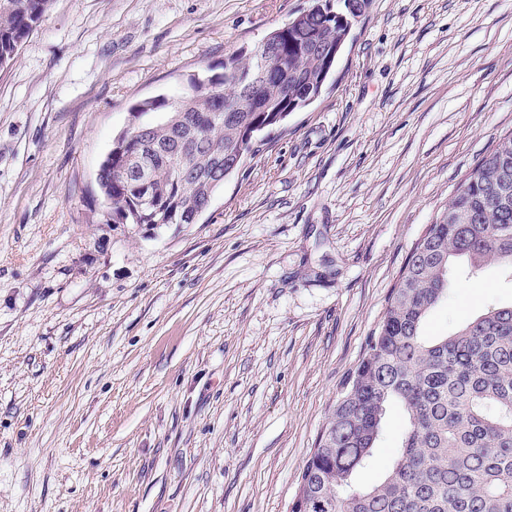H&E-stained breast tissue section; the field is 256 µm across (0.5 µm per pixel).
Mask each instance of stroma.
I'll list each match as a JSON object with an SVG mask.
<instances>
[{
    "mask_svg": "<svg viewBox=\"0 0 512 512\" xmlns=\"http://www.w3.org/2000/svg\"><path fill=\"white\" fill-rule=\"evenodd\" d=\"M311 3L53 0L0 71V512H289L411 248L512 134V0H366L198 223L109 222L96 178L134 102ZM462 266L424 338L512 304Z\"/></svg>",
    "mask_w": 512,
    "mask_h": 512,
    "instance_id": "35a3bbf8",
    "label": "stroma"
}]
</instances>
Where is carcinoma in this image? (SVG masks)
I'll return each instance as SVG.
<instances>
[{"label": "carcinoma", "instance_id": "obj_1", "mask_svg": "<svg viewBox=\"0 0 512 512\" xmlns=\"http://www.w3.org/2000/svg\"><path fill=\"white\" fill-rule=\"evenodd\" d=\"M52 0H0V70L46 16ZM331 0L313 4L272 41L283 67L266 79L246 112L229 101L228 76L250 81L262 50L224 59L193 77L177 97L135 102L140 135L112 141L97 181L114 224H195L228 178V151H246L284 128L321 94L345 44ZM191 157L184 177L176 157ZM471 271L512 268V136L472 170L435 223L410 250L366 353L343 384L317 448L307 459L291 512H512V305L492 308L430 342L421 325L454 284L448 264ZM406 416L385 478L354 483L374 454L387 408Z\"/></svg>", "mask_w": 512, "mask_h": 512}]
</instances>
